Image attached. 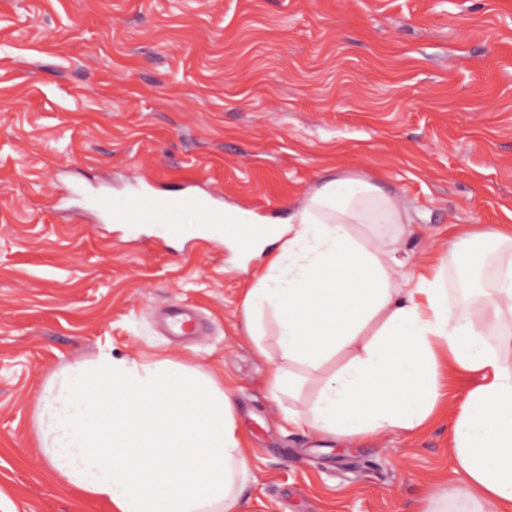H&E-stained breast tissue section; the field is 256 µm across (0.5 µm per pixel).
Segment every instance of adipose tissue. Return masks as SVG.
<instances>
[{
  "instance_id": "1",
  "label": "adipose tissue",
  "mask_w": 512,
  "mask_h": 512,
  "mask_svg": "<svg viewBox=\"0 0 512 512\" xmlns=\"http://www.w3.org/2000/svg\"><path fill=\"white\" fill-rule=\"evenodd\" d=\"M410 223L396 195L333 176L265 237L225 234L233 257H269L244 297V333L274 332L289 362L272 374L276 394L298 390L294 366L316 372L343 357L315 401L288 415L332 440L416 430L440 406L442 372L478 374L451 429L457 480L426 490L421 512L459 498L512 512V225L462 227L437 262L410 265L398 256ZM484 244L501 250L489 289L464 278ZM448 265L464 308L448 301ZM233 409L193 367L104 352L48 383L35 428L50 471L109 512H236L250 470Z\"/></svg>"
}]
</instances>
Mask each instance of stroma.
Listing matches in <instances>:
<instances>
[{"instance_id": "1", "label": "stroma", "mask_w": 512, "mask_h": 512, "mask_svg": "<svg viewBox=\"0 0 512 512\" xmlns=\"http://www.w3.org/2000/svg\"><path fill=\"white\" fill-rule=\"evenodd\" d=\"M342 171L397 194L401 251L512 224V0H0V512H108L50 473L47 382L101 351L196 367L233 397L250 450L240 512H419L454 480L450 428L479 379L446 373L417 433L328 442L272 395L274 337L240 333L253 271L218 245L94 221L134 181L284 219ZM170 306L191 336L160 334Z\"/></svg>"}]
</instances>
